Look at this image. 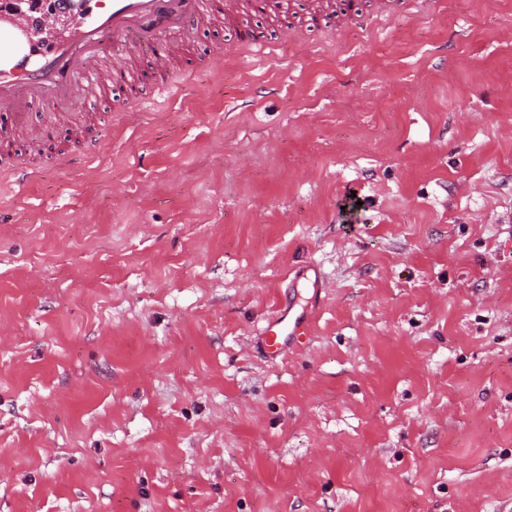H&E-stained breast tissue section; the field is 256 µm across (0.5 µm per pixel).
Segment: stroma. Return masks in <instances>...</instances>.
Listing matches in <instances>:
<instances>
[{
  "mask_svg": "<svg viewBox=\"0 0 512 512\" xmlns=\"http://www.w3.org/2000/svg\"><path fill=\"white\" fill-rule=\"evenodd\" d=\"M393 4L196 18L84 162L0 125V512H512V0ZM375 1V16L362 15L356 12H344L336 14V4L333 1L317 2L312 4L315 14L329 15L333 17V29L349 28H367V26L378 20L388 19L393 12L392 0H373ZM293 305H283L268 322L263 343L272 357H278L288 348L297 347L311 322L310 314L303 309L296 313Z\"/></svg>",
  "mask_w": 512,
  "mask_h": 512,
  "instance_id": "35a3bbf8",
  "label": "stroma"
}]
</instances>
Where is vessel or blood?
<instances>
[{"label":"vessel or blood","instance_id":"1","mask_svg":"<svg viewBox=\"0 0 512 512\" xmlns=\"http://www.w3.org/2000/svg\"><path fill=\"white\" fill-rule=\"evenodd\" d=\"M243 0H111L104 11H88L80 26L49 48L31 39L33 21L24 14L0 16V118L18 123L41 106L46 92L59 94L72 86L82 90L121 87L135 79L136 65L150 69L155 92L169 88L174 48L162 42L166 33L189 36L192 21L206 14L233 19ZM314 13L333 18L334 28H364L373 20L391 16V0H375L374 15L340 13L334 0H315ZM26 77V92L12 90L16 73ZM77 148L73 160L95 155L98 140L89 138L80 122H72ZM311 316L283 305L269 321L263 343L271 356L297 347L305 336Z\"/></svg>","mask_w":512,"mask_h":512}]
</instances>
